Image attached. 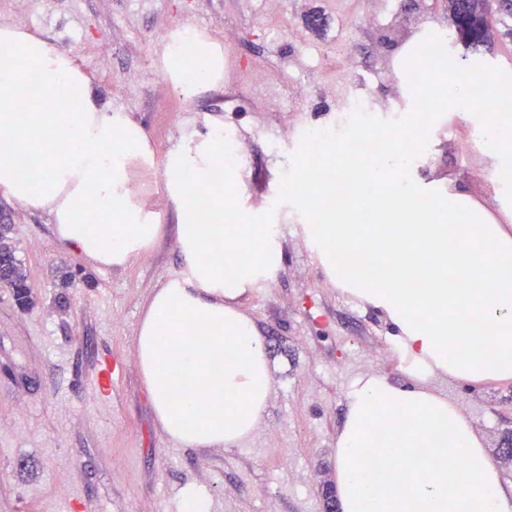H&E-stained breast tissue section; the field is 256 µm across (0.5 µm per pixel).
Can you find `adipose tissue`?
I'll use <instances>...</instances> for the list:
<instances>
[{
    "mask_svg": "<svg viewBox=\"0 0 512 512\" xmlns=\"http://www.w3.org/2000/svg\"><path fill=\"white\" fill-rule=\"evenodd\" d=\"M202 61L224 74V52L206 32H175L168 72L185 79ZM429 91L472 123L493 160L494 191L512 192V127L468 107L463 91ZM57 101L43 111L44 98ZM288 198L314 222L305 239L331 283L396 329L400 376L366 373L352 383L336 434L334 490L341 512H512L482 435L434 380L512 384V225L498 223L462 190L440 195L397 149L365 165L313 139ZM337 180L310 183L307 164ZM159 175L183 217L177 244L186 273L152 293L134 343L157 422L184 449L235 448L264 420L273 394L268 351L243 301L282 261L278 225L239 202V173L224 129L180 139L157 160L128 113L99 107L92 78L42 37L0 26V196L47 212L58 237L93 263L126 268L160 232L138 202L135 170ZM392 216L361 224V203ZM244 224H228L225 211ZM470 214L454 223L457 211ZM379 255L384 276L362 258Z\"/></svg>",
    "mask_w": 512,
    "mask_h": 512,
    "instance_id": "obj_1",
    "label": "adipose tissue"
}]
</instances>
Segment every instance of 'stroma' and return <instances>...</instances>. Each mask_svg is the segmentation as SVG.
<instances>
[{
	"label": "stroma",
	"mask_w": 512,
	"mask_h": 512,
	"mask_svg": "<svg viewBox=\"0 0 512 512\" xmlns=\"http://www.w3.org/2000/svg\"><path fill=\"white\" fill-rule=\"evenodd\" d=\"M379 0H0V24L25 29L72 55L101 102L129 113L164 158L184 134L221 125L238 139L242 194L280 226L282 266L245 303L274 362V394L259 432L240 447L184 450L155 423L136 365L134 338L151 293L185 268L182 218L162 182L142 180L139 199L163 230L121 271L91 264L59 240L47 213L0 196L36 299L19 308L0 288V512H177L186 482L202 485L214 512H324L346 393L361 374L398 375L390 327L332 285L283 197L289 169L314 132H339L352 75L375 73L369 117L388 125L412 110L397 65L408 48L447 28L432 0H396L381 25L357 29ZM194 27L231 52L237 75L196 92L191 111L160 68L158 34ZM457 72L512 70V42L446 51ZM287 94L292 112H273ZM472 127L442 113L415 149L416 170L465 188L491 212L493 160ZM124 362L113 401L93 382L103 360ZM435 388L476 424L486 448L512 427V385ZM27 458L16 467L15 457Z\"/></svg>",
	"instance_id": "stroma-1"
}]
</instances>
